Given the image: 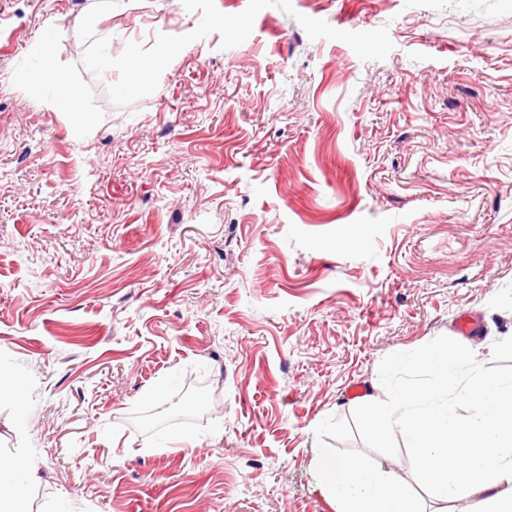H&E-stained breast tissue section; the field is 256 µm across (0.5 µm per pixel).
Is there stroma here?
I'll return each instance as SVG.
<instances>
[{"label": "stroma", "mask_w": 512, "mask_h": 512, "mask_svg": "<svg viewBox=\"0 0 512 512\" xmlns=\"http://www.w3.org/2000/svg\"><path fill=\"white\" fill-rule=\"evenodd\" d=\"M40 41L79 111L31 95ZM441 335L512 366V0H0L28 512H336L327 452L436 512L352 412Z\"/></svg>", "instance_id": "35a3bbf8"}]
</instances>
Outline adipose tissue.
<instances>
[{
    "instance_id": "1",
    "label": "adipose tissue",
    "mask_w": 512,
    "mask_h": 512,
    "mask_svg": "<svg viewBox=\"0 0 512 512\" xmlns=\"http://www.w3.org/2000/svg\"><path fill=\"white\" fill-rule=\"evenodd\" d=\"M323 492L336 512H425L407 486L380 466L361 458L323 455ZM25 459L0 456V512H26Z\"/></svg>"
}]
</instances>
